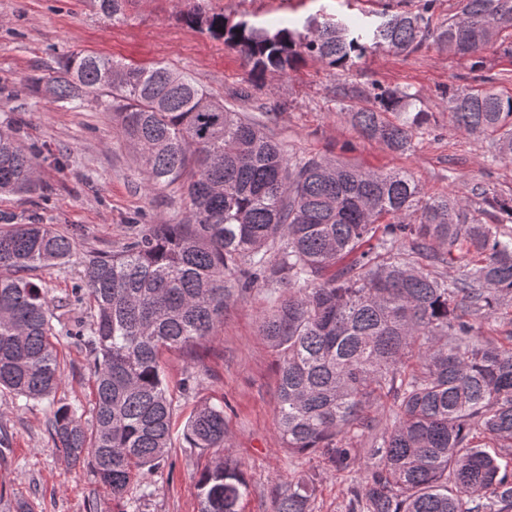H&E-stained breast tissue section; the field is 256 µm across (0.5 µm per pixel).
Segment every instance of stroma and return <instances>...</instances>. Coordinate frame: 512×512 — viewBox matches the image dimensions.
Listing matches in <instances>:
<instances>
[{"label": "stroma", "instance_id": "1", "mask_svg": "<svg viewBox=\"0 0 512 512\" xmlns=\"http://www.w3.org/2000/svg\"><path fill=\"white\" fill-rule=\"evenodd\" d=\"M206 12L242 18L258 26L287 17L366 16L416 10L418 0H199ZM184 0H130L127 19L115 24L90 0H0V127H12L22 144H36L39 188L33 194L0 196V211L17 221L40 214L44 223L74 241L68 262L35 270L68 323L81 315L74 290L83 282L81 262L90 252L119 249L132 237L131 217L144 224L179 220L188 205L172 189L147 190L135 151L123 140L104 102L89 97L75 106L22 93L34 74L54 75L61 59L76 51L148 64L161 62L188 75L214 98L240 111L274 112L268 128L290 155L325 156L347 164L410 173L425 197H472L479 186L512 195V163L492 161L487 142L448 123V85H469V61L449 56L431 43L411 55L378 49L345 72L306 62L288 73L267 74L246 99L236 94L247 72L237 53L182 20ZM418 90L421 107L435 118L432 130L416 133L411 150L400 153L359 136L343 92L369 93L374 83ZM271 298L255 286L224 312V324L194 355L167 351L161 356L173 398L172 445L147 478L133 479L122 499H113L91 467L70 464L48 433V401L27 402L0 392V512H14L16 500L34 512H199L196 482L212 452L189 447L184 424L203 402L226 403L227 439L223 455L237 461L248 483L240 512H274L289 483L313 479L311 512H346L349 489L363 475L359 466L337 469L319 453L296 455L277 429L276 358L261 334ZM58 354L65 382L62 401L91 403L87 358L72 340L61 339ZM199 378L190 391L181 383L188 365Z\"/></svg>", "mask_w": 512, "mask_h": 512}]
</instances>
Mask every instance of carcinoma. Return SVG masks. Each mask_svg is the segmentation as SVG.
I'll return each instance as SVG.
<instances>
[{
  "instance_id": "1",
  "label": "carcinoma",
  "mask_w": 512,
  "mask_h": 512,
  "mask_svg": "<svg viewBox=\"0 0 512 512\" xmlns=\"http://www.w3.org/2000/svg\"><path fill=\"white\" fill-rule=\"evenodd\" d=\"M129 0H94L114 23ZM436 0L364 18L288 19L270 27L231 22L196 0L183 19L237 50L249 66L247 98L269 72L310 59L348 69L379 48L396 55L429 42L485 68L483 53L512 58V0H456L446 19ZM482 86L443 92L450 122L489 140L496 161L512 160V95ZM27 93L55 103L90 94L107 107L135 150L148 189L177 184L189 208L177 224H145L120 249L84 257L86 316L54 330L53 305L30 277L72 255L71 237L32 218L0 212V390L54 400L65 380L56 343L71 339L92 370L94 424L80 405L52 412L50 434L74 463H86L112 498L146 477L171 448L173 399L165 350H193L224 323V309L259 281L273 304L262 335L279 357L277 412L289 451H319L339 469L349 446L370 438L364 477L348 512H512V473L485 438L512 447V344L477 335L512 303V236L479 218L512 221V197L484 187L476 208L462 197L426 199L406 172H378L319 156L292 159L259 118L213 99L164 65L138 67L73 52L57 76H32ZM352 112L359 132L395 152L431 127L410 87L375 86ZM392 112L398 121L382 115ZM41 152L0 129V195L34 192ZM444 265L448 271L433 268ZM391 397L394 418L378 429L369 411ZM224 405L204 402L187 418L192 448L220 449ZM200 512H239L248 484L217 457L197 481ZM313 485L301 479L274 512H310Z\"/></svg>"
}]
</instances>
